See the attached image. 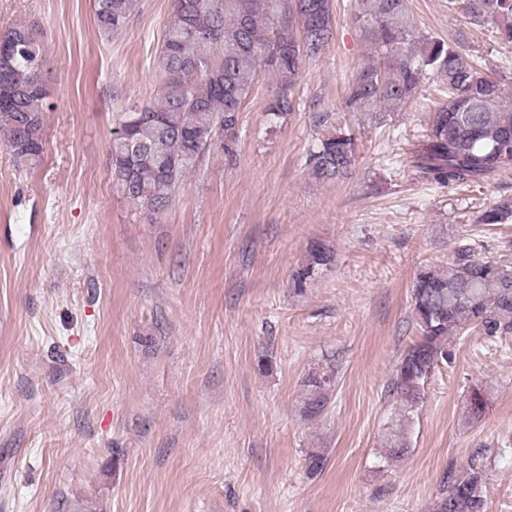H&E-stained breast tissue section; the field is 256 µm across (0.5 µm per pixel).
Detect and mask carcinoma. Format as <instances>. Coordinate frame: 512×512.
<instances>
[{"label":"carcinoma","instance_id":"1","mask_svg":"<svg viewBox=\"0 0 512 512\" xmlns=\"http://www.w3.org/2000/svg\"><path fill=\"white\" fill-rule=\"evenodd\" d=\"M471 24H498L512 43V0H449ZM137 0H94V21L107 39L128 26ZM354 19L373 44L376 61L360 69L344 101L348 112L373 117L375 109L404 106L431 73L448 97L431 112L407 161L423 181L474 186L512 166V97L458 42L415 34L406 0H355ZM333 0H173L157 58V96L122 114L110 146L112 180L133 215L156 224L173 205L186 178L213 145L236 158L239 115L258 68L274 75L265 114L285 119L296 111L301 65L320 57L333 38ZM0 135L15 161L34 163L43 153L48 108L46 62L33 29L16 25L0 35ZM356 153L352 134L339 129L319 139L306 159L311 179H348ZM477 223L512 224V200L496 202ZM481 244L461 238L447 266L418 273L411 303L419 336L401 356L391 381L400 417L386 427L383 448L397 460L409 451L406 414L424 399L434 370L451 361V341L471 331L512 339V266L489 260ZM336 253L315 241L293 274L294 292L335 266ZM335 384L334 370L304 380L301 415L322 416ZM432 512H489L485 473L472 465L448 476V490Z\"/></svg>","mask_w":512,"mask_h":512}]
</instances>
